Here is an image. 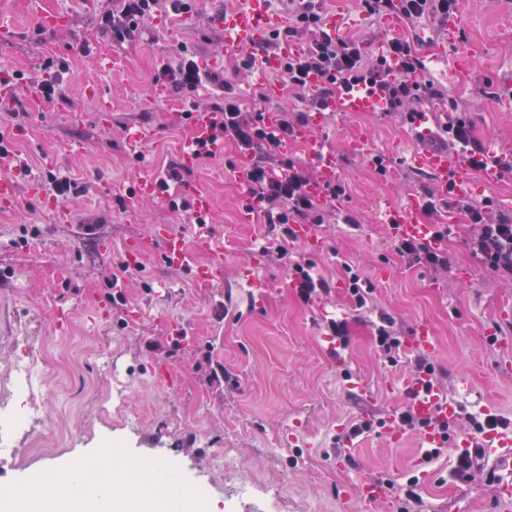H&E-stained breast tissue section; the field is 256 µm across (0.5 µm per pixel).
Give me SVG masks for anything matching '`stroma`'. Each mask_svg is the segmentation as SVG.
Listing matches in <instances>:
<instances>
[{"mask_svg": "<svg viewBox=\"0 0 512 512\" xmlns=\"http://www.w3.org/2000/svg\"><path fill=\"white\" fill-rule=\"evenodd\" d=\"M224 4L198 0L197 13L149 19L135 41L118 46L101 25L112 0H0V25L16 32L0 39V69L31 74L49 57L70 66L63 97L22 96L28 118L16 124L0 117V131L30 160L31 180L64 169L86 187L66 200V224L30 197V180L16 182L29 207H0V399L11 394L24 347L42 359L38 402L46 407L24 431L0 417L6 448L0 489L40 483L50 466L118 448L131 462L177 457L204 512H254L255 493L268 512H363L354 489L373 475L393 485L390 508L377 505L372 512H403L398 481L410 473L420 478L423 512H512L495 499L498 486L512 479V446L487 449L483 470L452 473L460 441L474 438L467 415L492 411L512 420V317L500 316L512 308V284L485 268L461 229L448 238V275L408 265L395 253L380 222L381 205H403L431 184L407 162L415 144L410 127L379 112H335L314 127L310 141L294 145L305 159L316 146L335 153L349 185L338 208L361 217L355 229L337 222L317 227L321 249L296 243V256L313 262L333 286L312 305L298 300L284 262L263 252L275 236L271 227L243 222L242 181L222 159L196 165L191 177L211 199L204 226L140 193L143 179L181 161L190 143L188 132L174 125L184 102L170 92L155 95L156 68L182 46L221 68L224 32L210 17ZM38 5L66 17L53 29H39ZM460 10L465 44L434 57L428 69L473 112L478 135L512 149V105L498 97L499 84L512 80V0H461ZM326 11L343 13L345 28L366 38L371 52L380 50L388 31L358 0H327ZM466 52L472 55L468 70L452 74L450 57ZM116 56L126 61L118 71ZM90 83L111 102L107 118L84 93ZM74 109L83 112L82 124L71 123ZM148 127L160 137L137 150L143 154L138 162L130 137ZM359 129L380 149L385 173L348 151L347 140ZM129 186L138 193L127 211L114 195ZM160 227L181 237L187 267L165 262L154 237ZM200 230L215 239L216 250L199 248ZM133 241L143 244V253L122 280L126 304H114L108 300L112 275ZM218 257L223 282L199 281L196 268ZM346 263L372 290L359 311L345 288ZM245 269L251 280L241 278ZM382 312L394 317L401 339L421 324L431 330L435 376L459 412L443 456L429 465L420 462L419 432L396 433L390 426L394 411L407 403L401 384L411 380L412 366L406 357L388 364L377 348L374 324ZM341 317L349 321L350 343L336 352L324 324ZM175 325L186 336L169 358L164 349ZM210 358L223 364L227 380L207 381ZM116 371L126 383L125 411L110 415ZM365 420L375 429L340 451L337 436Z\"/></svg>", "mask_w": 512, "mask_h": 512, "instance_id": "35a3bbf8", "label": "stroma"}]
</instances>
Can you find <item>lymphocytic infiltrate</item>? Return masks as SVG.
I'll return each instance as SVG.
<instances>
[{
    "label": "lymphocytic infiltrate",
    "instance_id": "lymphocytic-infiltrate-1",
    "mask_svg": "<svg viewBox=\"0 0 512 512\" xmlns=\"http://www.w3.org/2000/svg\"><path fill=\"white\" fill-rule=\"evenodd\" d=\"M326 0H288L285 24L275 30L271 43L297 39L306 44L305 52L285 59L280 68L283 87L302 103V110H280L276 127H269L266 115L245 107L233 96V87L224 81V72L205 66L201 56L180 48L178 59L162 64L154 78L179 95H190L202 84L222 89L223 104L209 106L210 135L193 140L197 161L213 159L214 146L234 145L244 162L246 198L255 204L260 218L279 226L280 235L273 245L280 257H288L296 238L297 224L318 225L336 214V202L346 195L344 181L327 184L323 198L313 197L308 186L317 173L309 164L283 153L282 142L309 121L311 113L326 109L327 100L342 89L378 88L383 112L395 119L413 123L423 101H444L448 119L440 123L435 145L459 150L463 157L490 156L512 168V150L495 149L474 134L475 124L466 107L451 99L447 91L434 88L426 78V64L408 38L396 35L386 39L382 53L371 55L361 38L344 32H331L323 21ZM364 12L380 19L397 13L405 26L424 19L441 22L458 18L459 0H361ZM195 0H117L101 22L121 45L132 41L141 23L165 11L175 16L193 12ZM68 63L46 61L39 74L31 77L22 72H1L0 84L39 93L47 99L63 91ZM322 80L318 90H311L310 76ZM459 209L467 218V231L474 253L499 279L512 281V215L493 209L491 200H463ZM447 230L433 231L431 239L395 240V250L407 264H425L437 271H448L449 257L444 242Z\"/></svg>",
    "mask_w": 512,
    "mask_h": 512
}]
</instances>
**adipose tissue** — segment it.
<instances>
[{
    "mask_svg": "<svg viewBox=\"0 0 512 512\" xmlns=\"http://www.w3.org/2000/svg\"><path fill=\"white\" fill-rule=\"evenodd\" d=\"M137 478L145 487L144 494L136 500L126 497L100 501L104 484L124 486L128 479L126 467L111 450L83 461L81 467L54 468L50 471L53 491L46 496L33 495L27 489H10L0 497V512H156L166 500V493L158 489L155 472L143 471Z\"/></svg>",
    "mask_w": 512,
    "mask_h": 512,
    "instance_id": "obj_1",
    "label": "adipose tissue"
}]
</instances>
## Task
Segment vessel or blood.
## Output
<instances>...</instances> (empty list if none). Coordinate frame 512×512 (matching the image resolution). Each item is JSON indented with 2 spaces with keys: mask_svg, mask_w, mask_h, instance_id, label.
I'll return each mask as SVG.
<instances>
[{
  "mask_svg": "<svg viewBox=\"0 0 512 512\" xmlns=\"http://www.w3.org/2000/svg\"><path fill=\"white\" fill-rule=\"evenodd\" d=\"M216 23L223 28L224 51L233 53L244 47L262 49L269 32L282 23V19L272 7L270 0H244L243 7L226 10L217 14ZM304 50L302 43L286 41L280 43L276 50L264 52L262 70L264 73L277 72L283 58L300 55ZM378 104V97L371 92H346L330 102L331 111L371 112ZM448 106L437 102L424 107L422 115L414 122L415 136L420 139L419 147L413 148L408 162L417 171L423 172L433 181L440 196L451 195L458 199L470 198L476 183L493 185L503 182L507 171L491 163L473 172L467 162L459 155L450 153L445 148H429L424 144L432 134L436 116L447 115ZM312 161L317 170V180L311 185L313 194H320L325 183L335 180L336 158L332 153L316 149ZM424 199L412 196L408 206L390 208L383 213V222L387 224L392 236L398 238H422L430 233L429 225L421 221ZM156 237L165 248L168 265L178 268L184 265L186 256L180 239L166 229H158ZM409 409L415 418L427 421L428 426L421 436V445L434 448L443 441L442 423L448 422L453 409L441 400L436 389L412 396Z\"/></svg>",
  "mask_w": 512,
  "mask_h": 512,
  "instance_id": "vessel-or-blood-1",
  "label": "vessel or blood"
}]
</instances>
